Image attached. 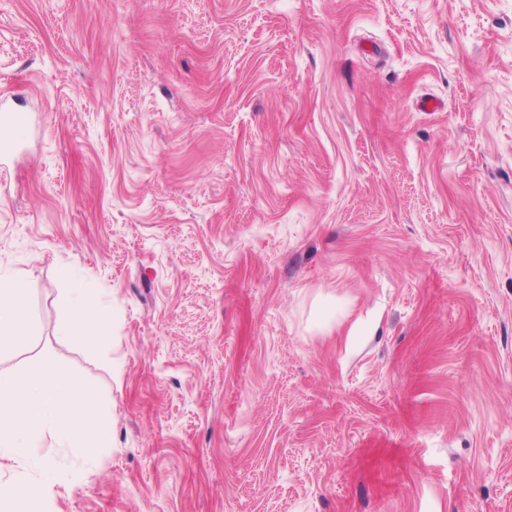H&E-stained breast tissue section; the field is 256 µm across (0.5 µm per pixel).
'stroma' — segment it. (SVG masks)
<instances>
[{
    "mask_svg": "<svg viewBox=\"0 0 512 512\" xmlns=\"http://www.w3.org/2000/svg\"><path fill=\"white\" fill-rule=\"evenodd\" d=\"M0 99L46 512H512V0H0ZM70 292L73 304L68 319L60 328V336L85 345L98 344L106 332L107 307L96 288L80 279L72 280Z\"/></svg>",
    "mask_w": 512,
    "mask_h": 512,
    "instance_id": "35a3bbf8",
    "label": "stroma"
}]
</instances>
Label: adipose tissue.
Returning <instances> with one entry per match:
<instances>
[{"instance_id":"1","label":"adipose tissue","mask_w":512,"mask_h":512,"mask_svg":"<svg viewBox=\"0 0 512 512\" xmlns=\"http://www.w3.org/2000/svg\"><path fill=\"white\" fill-rule=\"evenodd\" d=\"M29 281L25 274L0 277V343L18 335L29 318L27 296ZM72 307L66 322L61 326L62 337L95 345L105 333L106 306L96 288L76 279L71 288Z\"/></svg>"}]
</instances>
